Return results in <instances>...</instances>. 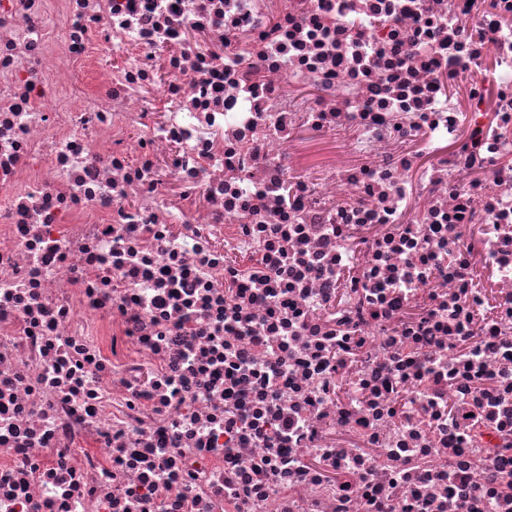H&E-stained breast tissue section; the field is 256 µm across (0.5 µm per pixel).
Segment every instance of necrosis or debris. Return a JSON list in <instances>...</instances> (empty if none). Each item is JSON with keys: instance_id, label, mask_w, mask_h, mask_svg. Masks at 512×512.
<instances>
[{"instance_id": "1", "label": "necrosis or debris", "mask_w": 512, "mask_h": 512, "mask_svg": "<svg viewBox=\"0 0 512 512\" xmlns=\"http://www.w3.org/2000/svg\"><path fill=\"white\" fill-rule=\"evenodd\" d=\"M0 512H512V0H0Z\"/></svg>"}]
</instances>
